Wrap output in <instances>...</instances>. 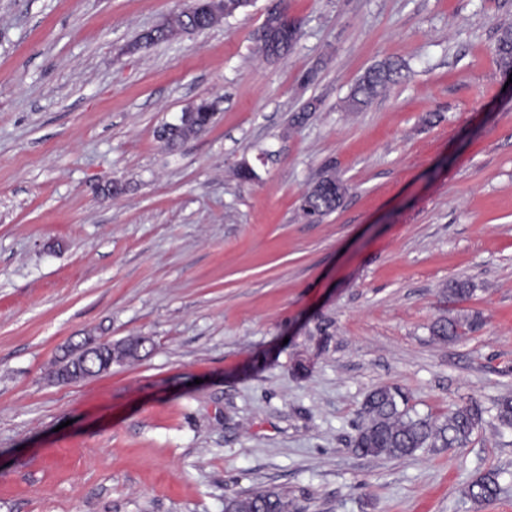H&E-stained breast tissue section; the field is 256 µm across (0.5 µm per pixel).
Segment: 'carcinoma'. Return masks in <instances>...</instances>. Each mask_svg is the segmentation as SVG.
Segmentation results:
<instances>
[{"label":"carcinoma","mask_w":512,"mask_h":512,"mask_svg":"<svg viewBox=\"0 0 512 512\" xmlns=\"http://www.w3.org/2000/svg\"><path fill=\"white\" fill-rule=\"evenodd\" d=\"M253 0H224V13L209 10L207 0H190L181 11L171 15L168 29L145 41L148 48L179 37L191 28L196 32L210 29L226 18L235 16L252 6ZM302 30L291 36L275 35L257 40L259 51L267 57H282L300 41ZM497 61L504 74H512V26L503 28L496 47ZM400 75L397 64L384 62L368 69L358 80L348 98V105L359 109L368 105ZM318 100L305 102L292 118V128H301L310 113L317 111ZM216 116L215 104L188 108L177 126L166 125L159 138L169 148L210 127ZM348 186L333 171L323 173L302 197L300 211L303 218L321 220L341 204ZM472 292L470 284L458 280L448 286V302L465 301ZM480 320L476 315L458 314L440 318L432 334L442 342L455 341L465 333L476 330ZM95 337H84L83 343L64 352L53 362L51 375L62 381H80L110 370L113 364L134 361L140 355V337L100 345L90 349ZM494 419L502 428H512V396L504 395L495 403ZM362 420L357 425L352 450L364 456L400 458L410 456L421 448H454L465 445L475 429L483 423V411L473 403L465 402L448 410V416L438 422L429 416L411 412L407 396L397 388L381 386L372 390L361 406ZM501 492L498 473L489 471L475 479L466 495L477 503L491 502ZM224 512H297L293 502L275 490L253 491L224 500Z\"/></svg>","instance_id":"1"}]
</instances>
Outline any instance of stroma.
<instances>
[{"instance_id": "stroma-1", "label": "stroma", "mask_w": 512, "mask_h": 512, "mask_svg": "<svg viewBox=\"0 0 512 512\" xmlns=\"http://www.w3.org/2000/svg\"><path fill=\"white\" fill-rule=\"evenodd\" d=\"M273 2L136 50L186 0H0V512H224L255 489L298 512H512L511 430L397 459L350 447L380 386L439 419L512 394V86L495 57L512 0H285L303 35L266 59L253 36ZM385 61L398 81L348 109ZM202 98L215 123L165 148L158 130ZM241 162L257 179L230 177ZM327 166L348 191L306 223ZM456 279L473 291L454 307ZM458 309L482 328L435 340ZM88 334L153 348L51 382ZM490 470L500 495L473 503Z\"/></svg>"}]
</instances>
